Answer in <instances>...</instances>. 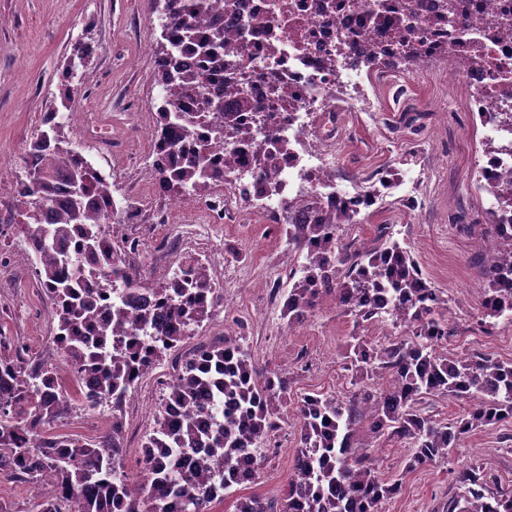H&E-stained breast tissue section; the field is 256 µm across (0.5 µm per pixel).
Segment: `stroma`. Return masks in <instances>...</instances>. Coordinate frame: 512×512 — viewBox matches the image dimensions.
I'll return each mask as SVG.
<instances>
[{"label": "stroma", "instance_id": "1", "mask_svg": "<svg viewBox=\"0 0 512 512\" xmlns=\"http://www.w3.org/2000/svg\"><path fill=\"white\" fill-rule=\"evenodd\" d=\"M156 23L152 0H0V181L22 175L24 151L40 133L43 113L60 103L58 73L78 42L93 45L94 51L73 80L77 93L70 108L93 113L128 148L152 154V143L129 133L138 114L156 112L160 104L155 57L142 49L144 40L154 38ZM362 84L369 111L340 106L335 112L336 182L363 190L393 173L405 183L386 190L345 225L344 240L371 246L380 226H387L389 236L411 252L425 279L448 299L453 352L512 360V325L501 318L485 330L477 325L486 282L474 261L479 249L474 227L490 216L486 194L475 184L476 165L484 155L479 119L454 106L459 88L433 72L403 80L371 70ZM66 132L73 147L115 184L117 205L141 190V170L118 158L102 159L78 127ZM221 226L224 268L246 274V285L225 283L223 307L184 346L214 341L219 329L233 330L242 318L252 361L262 368H291L288 403L280 408L279 446L263 452L260 478L245 488L249 495L279 496L287 489L298 446L299 431L288 417L293 403L312 393L348 395L350 374L342 357L348 336L357 330L380 343L390 328L377 322L356 328L353 315L332 300L323 301L302 324L287 326L282 305L288 273L299 264L296 255L287 251L269 219L239 224L227 217ZM10 277L11 288L0 290V334L25 345L30 359H52L47 343L54 325L44 292L24 266ZM161 397L158 391L140 392L125 407L121 442L128 473L138 470ZM111 430L112 411L106 406L75 407L50 426L51 433L91 441ZM511 436L512 423L473 429L450 463L410 473L405 448L380 443L373 451L379 473L403 481L401 494L386 503L385 512H434L459 492L458 472L465 464L479 466L489 486L512 490V450L506 446Z\"/></svg>", "mask_w": 512, "mask_h": 512}]
</instances>
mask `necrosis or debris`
I'll return each instance as SVG.
<instances>
[{"label": "necrosis or debris", "instance_id": "4bbe7bcc", "mask_svg": "<svg viewBox=\"0 0 512 512\" xmlns=\"http://www.w3.org/2000/svg\"><path fill=\"white\" fill-rule=\"evenodd\" d=\"M444 0H224L225 18L233 22L228 34L243 45L232 74L200 69V80L222 97L237 85L248 102L241 116L259 112L264 132L288 142L277 170L269 175L244 172L239 184L225 189L216 182L208 197L185 207L173 201L162 223L180 229L201 224L208 213L233 211L258 216L282 210L297 196L309 194L323 205L362 211L366 201L357 187L340 188L333 173L334 155L328 140L309 147L303 135L319 115L332 112L335 101L347 110L366 111L357 87L352 57L371 54L379 64L402 60L396 27L414 29L416 57L446 59L449 82L465 83V108L481 113L485 137L496 150L478 168L476 181L512 173V128L500 115L512 112V42L492 39L483 32L485 18L512 15V0H468L465 13L444 11ZM452 45L441 54L443 45ZM221 231L210 228L183 239L174 260L190 256L224 268Z\"/></svg>", "mask_w": 512, "mask_h": 512}]
</instances>
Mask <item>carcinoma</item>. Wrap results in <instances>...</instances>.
Here are the masks:
<instances>
[{"label": "carcinoma", "instance_id": "1", "mask_svg": "<svg viewBox=\"0 0 512 512\" xmlns=\"http://www.w3.org/2000/svg\"><path fill=\"white\" fill-rule=\"evenodd\" d=\"M158 2L157 129L174 130L175 141H157L159 157L150 177L164 192L203 197L223 174L274 165L288 143L259 139L252 126L233 120L234 113H222L221 101L217 120L197 130L196 106H212L197 66L230 68L242 45L224 35V18L213 15L211 0ZM84 47L74 45L64 75L74 77V66L88 58ZM180 51L192 60L174 66L171 60ZM56 112L52 108L43 116L47 130L31 144L26 178L18 181L17 197L28 217L20 228L37 244L33 265L52 303L62 357L95 387L86 392L76 386L78 399L88 410L112 400V434L85 441L49 432L72 395L49 364L26 359L18 348L12 355L1 352L0 476L33 484L52 473L56 498L36 500L37 512H213L231 487L259 478L258 454L281 429L278 405L288 395L290 372L286 366L258 369L240 334L197 344L189 357L172 361L175 377L166 386L142 465L135 474L123 470L118 411L135 381L178 350L214 312L216 286L205 266L189 265L150 286L156 308L132 315L125 306H114L110 319L101 320L100 296L119 282L136 293L145 287L144 274L125 265V248L107 237L102 207L114 203L112 182L72 147L65 122L50 123ZM226 142L243 143L247 150L222 157L218 165L208 157L209 144ZM492 189L512 206V174ZM355 216L338 205L313 224L276 225L288 252L305 254L301 276L290 275L294 282L283 316L290 326L301 323L324 298L333 297L355 323L386 318L406 335L381 344L356 331L349 336L344 359L345 369L355 374L354 390L345 398L315 393L296 403L299 448L287 491L238 497L233 512H384L403 483L382 477L368 449L383 441L399 443L409 449L406 471L414 472L447 463L472 429L512 419V362L448 353L454 336L448 301L398 241L371 248L343 241L339 230ZM73 235L83 255L103 268L94 288L58 250ZM487 238L495 248L476 254L487 282L481 314L512 315V224L485 225L479 241ZM364 377L389 384L380 392L368 390L360 386ZM426 395L449 396L470 409L452 423H440L417 408ZM27 434L38 437L37 447L28 446ZM458 479L464 490L437 512H512L511 491L492 489L468 466Z\"/></svg>", "mask_w": 512, "mask_h": 512}]
</instances>
